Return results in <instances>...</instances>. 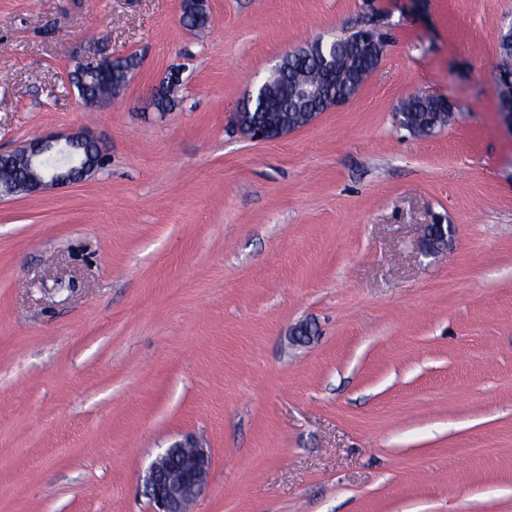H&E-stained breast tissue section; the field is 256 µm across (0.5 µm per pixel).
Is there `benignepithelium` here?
<instances>
[{
  "label": "benign epithelium",
  "instance_id": "benign-epithelium-1",
  "mask_svg": "<svg viewBox=\"0 0 512 512\" xmlns=\"http://www.w3.org/2000/svg\"><path fill=\"white\" fill-rule=\"evenodd\" d=\"M383 18L371 12L358 28L359 36L366 47L377 46V57H382L387 34L382 29ZM111 60H88L78 65L71 76V82L79 85L83 74L91 71L106 73L111 69ZM500 98L504 103L501 113L504 125L512 131V75L499 81ZM266 85H260L243 100L234 120L243 134L253 142L269 140V128L242 123L244 108L251 105L263 106ZM296 93L309 101L323 96L322 84L318 81H301ZM17 158L29 164L22 169L23 181L10 190L0 189V197L20 194H36L54 186L75 184L84 181L104 164L100 143L92 137L78 133L73 135H49L32 138L14 149L0 152V160ZM452 226L427 224L418 242V249L425 256H432L445 250ZM211 458L208 449L195 436L187 435L163 453L159 454L148 467L144 477L145 492L155 506V512H188V506L205 489Z\"/></svg>",
  "mask_w": 512,
  "mask_h": 512
}]
</instances>
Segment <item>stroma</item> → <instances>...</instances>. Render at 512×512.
<instances>
[{
	"instance_id": "1",
	"label": "stroma",
	"mask_w": 512,
	"mask_h": 512,
	"mask_svg": "<svg viewBox=\"0 0 512 512\" xmlns=\"http://www.w3.org/2000/svg\"><path fill=\"white\" fill-rule=\"evenodd\" d=\"M423 2L377 0L358 93L256 144L244 97L364 0H209L200 33L180 0H0V151L88 132L107 154L0 201L7 512H153L143 477L189 434L212 454L191 512H512V0ZM132 54L86 108L68 72ZM415 93L453 120L400 128ZM437 220L448 249L421 257ZM134 65H135L134 61L130 60V59L125 60L124 62L117 63L113 67L112 73L107 80H103L99 76H97L93 73H88V74H86L87 87L94 94V92L96 90H98L100 93H103L104 92L103 86H106L108 84H112V85H115V84L122 85L123 84L124 85L127 82V77L130 72V69ZM125 87H126V85L119 86V87H109L108 91L103 96L98 97L94 101L97 102L98 100H101V99L116 96V95L120 94V92Z\"/></svg>"
}]
</instances>
